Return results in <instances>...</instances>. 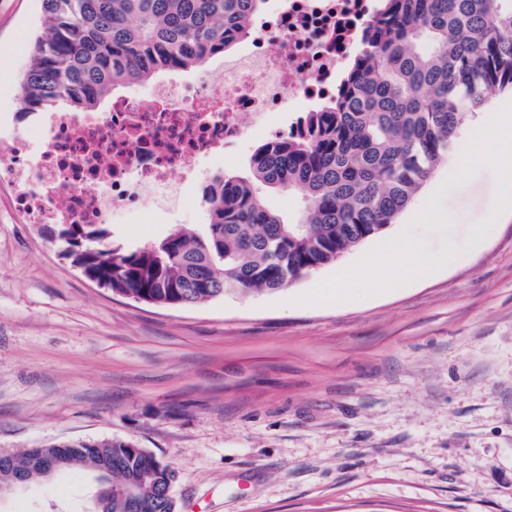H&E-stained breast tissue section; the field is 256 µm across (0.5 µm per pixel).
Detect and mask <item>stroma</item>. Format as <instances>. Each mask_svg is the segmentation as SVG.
Here are the masks:
<instances>
[{
	"instance_id": "obj_1",
	"label": "stroma",
	"mask_w": 512,
	"mask_h": 512,
	"mask_svg": "<svg viewBox=\"0 0 512 512\" xmlns=\"http://www.w3.org/2000/svg\"><path fill=\"white\" fill-rule=\"evenodd\" d=\"M39 0H0V134ZM450 153L381 235L275 292L186 307L112 294L62 257L47 224H19L0 191V454L129 441L170 465L177 512H512V215L481 246L496 176L446 183ZM451 227L412 220L436 185ZM201 188L177 208L118 211L112 240L151 245L202 228ZM450 267L342 305L298 297L403 231ZM75 468L0 500V512H89Z\"/></svg>"
}]
</instances>
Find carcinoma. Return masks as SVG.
Listing matches in <instances>:
<instances>
[{
	"mask_svg": "<svg viewBox=\"0 0 512 512\" xmlns=\"http://www.w3.org/2000/svg\"><path fill=\"white\" fill-rule=\"evenodd\" d=\"M42 21L20 77L19 118L91 112L115 90L196 69L247 38L267 0H40ZM364 49L306 134L260 145L247 176L202 190L208 224L149 247L112 244L110 224L59 227L64 256L113 294L155 306L276 291L381 233L454 148L462 118L512 92V0H380ZM300 193L276 214L262 190ZM90 468L97 512H165L175 478L129 442H57L0 456V484L47 477L43 464ZM136 490L132 498L124 493Z\"/></svg>",
	"mask_w": 512,
	"mask_h": 512,
	"instance_id": "obj_1",
	"label": "carcinoma"
}]
</instances>
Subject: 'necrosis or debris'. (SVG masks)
Returning a JSON list of instances; mask_svg holds the SVG:
<instances>
[{
    "mask_svg": "<svg viewBox=\"0 0 512 512\" xmlns=\"http://www.w3.org/2000/svg\"><path fill=\"white\" fill-rule=\"evenodd\" d=\"M377 14V0H284L255 19L246 53L128 93L103 112H45L22 135L0 137V190L22 224H109L201 179L233 154L243 115L288 135L297 113L334 95L339 74Z\"/></svg>",
    "mask_w": 512,
    "mask_h": 512,
    "instance_id": "4bbe7bcc",
    "label": "necrosis or debris"
}]
</instances>
